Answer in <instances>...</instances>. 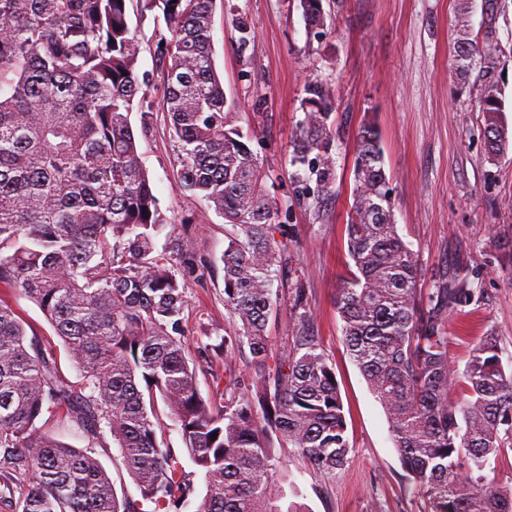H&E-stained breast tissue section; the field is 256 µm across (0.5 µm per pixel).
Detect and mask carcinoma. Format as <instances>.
Returning <instances> with one entry per match:
<instances>
[{
	"label": "carcinoma",
	"mask_w": 512,
	"mask_h": 512,
	"mask_svg": "<svg viewBox=\"0 0 512 512\" xmlns=\"http://www.w3.org/2000/svg\"><path fill=\"white\" fill-rule=\"evenodd\" d=\"M129 0H0V287L34 302L53 327L85 390L58 371L53 353L27 339L25 323L0 299V512H140L117 497L96 457L103 431L153 512L191 492L168 448L163 403L191 462L205 476L196 512H282L276 447L291 448L324 475L352 450L336 371L309 332L301 288L291 305L293 346L272 353L266 327L277 310L274 256L290 225L278 220L267 174L224 113L214 67L215 0H138L158 10L155 55L166 70L160 98L143 87L140 42ZM472 0H456L454 68L485 63L478 99L489 157L512 147L493 79L500 51L491 31L469 38ZM307 24L326 27L322 0H300ZM292 140L296 192L335 194L333 96L310 79ZM156 112L177 144L181 191L232 226L224 302L240 321L224 350L249 351L259 379L228 384L218 407L204 399L184 355L185 288L155 237L168 224L143 166L131 123ZM353 202L346 224L353 266L341 277L337 309L346 348L385 408L407 479L430 512H512V484L484 471L512 450V373L497 336L472 349L459 376L449 360L448 316L480 299L457 274L417 288L419 254L392 221L379 134L367 123L354 146ZM60 414L87 441L72 448L41 424ZM216 439H211L212 434Z\"/></svg>",
	"instance_id": "1"
}]
</instances>
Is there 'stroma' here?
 Instances as JSON below:
<instances>
[{"instance_id":"35a3bbf8","label":"stroma","mask_w":512,"mask_h":512,"mask_svg":"<svg viewBox=\"0 0 512 512\" xmlns=\"http://www.w3.org/2000/svg\"><path fill=\"white\" fill-rule=\"evenodd\" d=\"M333 24L309 29L299 0H216L213 60L224 84L225 110L269 176L268 188L284 223L293 227L287 254L275 267L278 311L267 325L273 351L292 343L290 308L295 287L305 292L313 334L334 364L352 452L330 477L292 449L279 451L281 472L297 487L309 512H427L426 499L402 476L388 415L348 354L336 306L340 277L349 260L345 225L354 187V137L361 125L379 132L385 171L400 236L418 252L422 287L443 271L466 275L480 288V301L448 319L449 357L464 370L472 348L495 332L506 371H512V150L489 159L476 107L483 78L475 65L467 80L453 68L455 0H323ZM243 18L252 34L246 47L231 36V21ZM472 37L482 40L493 26L501 53L495 75L504 106L501 120L512 128V0H499L487 20L484 0L472 2ZM140 42L138 69L148 91L161 96L165 74L154 56L153 19L129 10ZM330 87L336 98L337 195L321 209L294 190L291 141L301 119L300 100L308 79ZM142 161L162 211L170 218L156 248L170 258L183 284L184 352L196 364L201 395L224 401V386H249L255 367L249 353L214 352L237 322L224 303L222 256L231 227L198 198L180 193L176 149L163 113L139 139ZM26 323L28 336L52 349L60 372L83 388L84 380L41 310L17 293L0 288ZM165 438L193 488L178 512H195L206 491L203 472L186 460L182 437L166 422ZM98 458L119 498L139 500L120 451L104 437Z\"/></svg>"}]
</instances>
